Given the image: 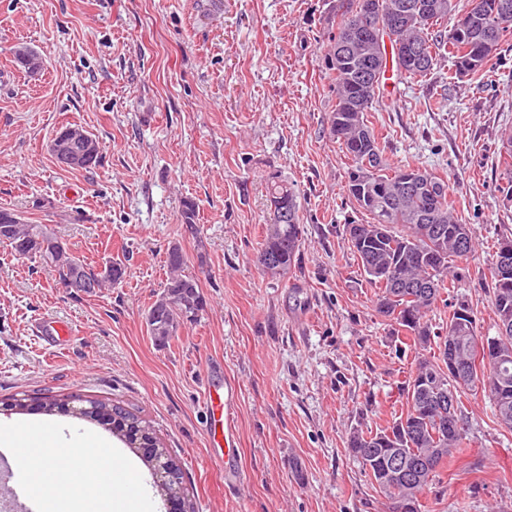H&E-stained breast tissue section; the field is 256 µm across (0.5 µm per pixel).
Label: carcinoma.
<instances>
[{
  "mask_svg": "<svg viewBox=\"0 0 512 512\" xmlns=\"http://www.w3.org/2000/svg\"><path fill=\"white\" fill-rule=\"evenodd\" d=\"M364 0H337L336 29L327 36L325 74L336 97L330 113L328 132L351 161L346 192L355 209L371 221L344 225L347 240L360 262L361 274L378 289L375 309L395 330L410 335L419 350L415 371L400 387L405 404L400 414L376 432L354 429L347 446L350 454L368 471L373 485L389 503V512H420L419 495L439 475L445 462L464 451L466 421L459 411L460 394L480 392L493 405L500 426L512 431V282L500 275L504 237L493 255L485 293L496 317L497 349L478 344V322L473 305L451 296L457 270L468 263L474 251L470 227L455 209L457 189L451 179L442 178L418 166L387 167L370 113L380 104V87L386 80L385 44L374 38L379 29L399 23L401 54L394 57L395 75L420 81L441 59H448L458 78L484 70L512 34V0H483L484 15L462 28L460 20L445 26L456 11L454 0H382L380 14L370 18L363 33L350 39L346 33L349 16L362 12ZM370 74L371 92L359 90L361 73ZM267 194L270 219L254 260L263 274H288L298 262L304 240L296 192L288 181L273 177ZM437 215L432 223L429 216ZM181 223L196 234V205H182ZM59 238L43 224H29L13 209L0 208V243L10 247L18 259L39 258L54 267L61 283L78 268L97 289L112 288L124 280L125 266L111 261L112 272L99 270L75 257L68 247L44 249L45 242ZM268 254L272 263L262 265ZM169 271L164 290L146 315L155 342L163 345L176 335L188 318L204 310L206 301L198 279L186 271V258L177 244L166 252ZM443 305L448 308L445 333L432 330L427 316ZM438 353H431L432 349ZM468 373L461 382L453 370ZM44 412H76L81 418L108 427L112 435L129 444L148 440L153 452L144 456L149 468L156 466L182 473L164 442L136 412L108 401L88 398L74 408L73 396L8 399L3 411H27L31 402ZM399 453L416 471L411 478L391 479L385 458ZM166 497L185 498L182 479L165 478L158 484Z\"/></svg>",
  "mask_w": 512,
  "mask_h": 512,
  "instance_id": "obj_1",
  "label": "carcinoma"
}]
</instances>
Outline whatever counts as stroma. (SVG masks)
<instances>
[{"mask_svg":"<svg viewBox=\"0 0 512 512\" xmlns=\"http://www.w3.org/2000/svg\"><path fill=\"white\" fill-rule=\"evenodd\" d=\"M336 0H0V207L44 224L96 266L122 260L123 282L93 294L0 244V399L97 396L140 412L182 466L196 512H387L349 455L351 429L385 427L415 349L374 308L373 287L343 234L353 207L349 160L328 134L325 76ZM42 62L30 75L17 47ZM444 61L384 91L375 132L387 164L451 178L475 251L457 292L480 335L495 333L481 291L512 208L498 188L512 131V36L484 75L451 80ZM98 141L90 171L59 166L56 131ZM292 182L305 226L286 277L253 264L269 221L266 182ZM197 206L199 233L180 222ZM179 244L206 306L160 346L145 315ZM69 328L37 336L39 319ZM236 385L235 467L210 458L206 384ZM467 447L419 497L421 512H512V431L488 398L461 397Z\"/></svg>","mask_w":512,"mask_h":512,"instance_id":"obj_1","label":"stroma"}]
</instances>
